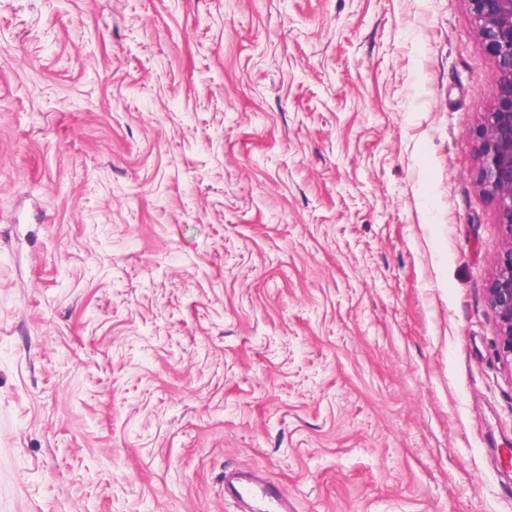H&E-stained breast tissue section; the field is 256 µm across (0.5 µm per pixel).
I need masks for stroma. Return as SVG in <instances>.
I'll list each match as a JSON object with an SVG mask.
<instances>
[{
  "instance_id": "1",
  "label": "stroma",
  "mask_w": 512,
  "mask_h": 512,
  "mask_svg": "<svg viewBox=\"0 0 512 512\" xmlns=\"http://www.w3.org/2000/svg\"><path fill=\"white\" fill-rule=\"evenodd\" d=\"M465 0H0V512H512ZM226 493L240 504L242 512H290L288 493L264 483L254 473H234L224 476Z\"/></svg>"
}]
</instances>
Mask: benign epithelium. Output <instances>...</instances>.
<instances>
[{
	"label": "benign epithelium",
	"instance_id": "7a95c632",
	"mask_svg": "<svg viewBox=\"0 0 512 512\" xmlns=\"http://www.w3.org/2000/svg\"><path fill=\"white\" fill-rule=\"evenodd\" d=\"M475 32L497 79L478 130L479 186L496 205L508 247L498 259L489 301L498 320L500 354L512 359V0H466Z\"/></svg>",
	"mask_w": 512,
	"mask_h": 512
}]
</instances>
